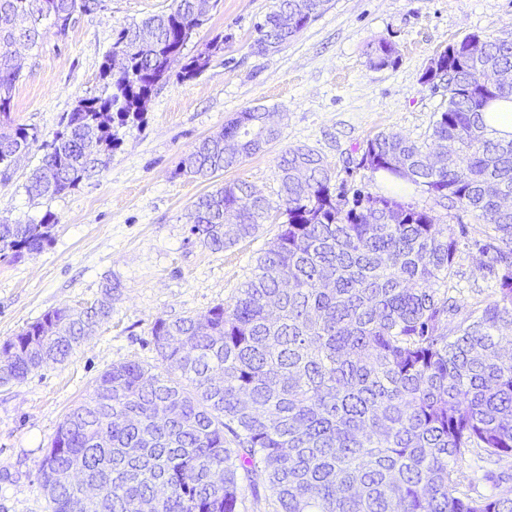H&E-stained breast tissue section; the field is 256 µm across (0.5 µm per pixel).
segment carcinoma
<instances>
[{
  "instance_id": "cac0c4a2",
  "label": "carcinoma",
  "mask_w": 512,
  "mask_h": 512,
  "mask_svg": "<svg viewBox=\"0 0 512 512\" xmlns=\"http://www.w3.org/2000/svg\"><path fill=\"white\" fill-rule=\"evenodd\" d=\"M0 0V175L39 141L12 118L13 89L25 69L12 46L38 45L44 32L68 35L78 15L102 0ZM199 0L112 34L101 92L79 99L46 145L27 192L53 197L106 166L116 129L142 119L143 102L171 78L201 75L224 40L187 56L208 20ZM330 0H280L258 26L253 47L286 42ZM294 27L280 29L278 15ZM478 60L454 43L421 81H446L448 107L428 139L381 132L360 147L362 166L410 172L438 204L475 213L492 243L482 252L500 271L497 296L466 312L450 288L457 239L431 212L394 197L349 191L314 150L290 147L279 164L286 220L258 257V273L234 302L151 329L161 365H112L91 403L58 426L39 474L52 512H236L238 480L269 491L277 512H512V490L472 496L450 463L512 459V139L495 136L482 112L512 100V84L488 87L487 69L512 71V39H483ZM392 44L374 66L396 62ZM273 113L253 108L203 139L179 175L212 177L259 150L224 153V139L268 146L281 131ZM272 206L246 182L232 181L195 202L191 232L222 251L255 236ZM57 217L0 220V260L38 252ZM112 304L54 309L0 345V386L63 363ZM180 377L175 378L173 374ZM231 438H226V435Z\"/></svg>"
}]
</instances>
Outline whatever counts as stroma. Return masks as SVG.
<instances>
[{
  "instance_id": "1",
  "label": "stroma",
  "mask_w": 512,
  "mask_h": 512,
  "mask_svg": "<svg viewBox=\"0 0 512 512\" xmlns=\"http://www.w3.org/2000/svg\"><path fill=\"white\" fill-rule=\"evenodd\" d=\"M171 0H103L80 16L66 38L45 34L26 53L13 91L15 122L52 140L79 98L99 93L100 65L115 29L166 11ZM278 0H220L186 46L192 56L215 37L224 49L188 81L170 80L149 98L140 122L121 128L119 147L99 173L49 198L26 185L44 151L20 158L0 178V219L58 222L42 251L0 261V343L47 311L97 305L113 285L112 313L61 364L0 387V512H51L39 464L71 408L89 400L99 376L125 361L158 362L156 320L202 315L232 302L254 274L283 215L252 238L220 252L191 232L193 205L222 184L242 180L279 206L283 151L318 153L334 180L433 210L458 230L451 286L472 305L489 300L497 278L481 247L486 227L474 213L438 204L421 188L396 187L358 167L359 146L380 132L423 141L447 104L443 86L422 84L434 56L479 33L512 38V0H331L326 11L276 50L251 49L257 26ZM392 43L396 65L373 67L381 42ZM263 107L281 128L278 141L236 167L203 180L177 175L181 158L240 112Z\"/></svg>"
}]
</instances>
